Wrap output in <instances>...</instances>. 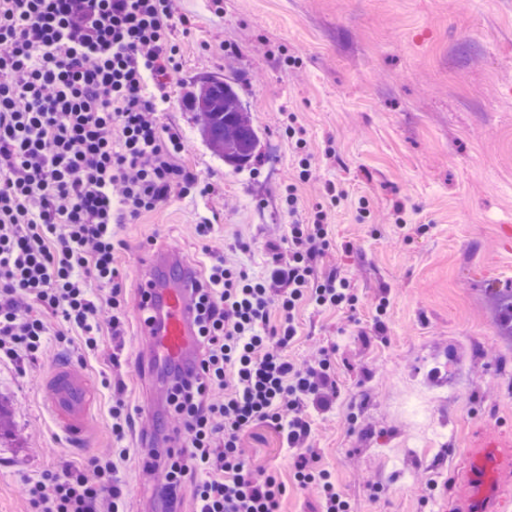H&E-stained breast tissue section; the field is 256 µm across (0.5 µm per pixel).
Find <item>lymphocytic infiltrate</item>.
Returning a JSON list of instances; mask_svg holds the SVG:
<instances>
[{
    "label": "lymphocytic infiltrate",
    "mask_w": 512,
    "mask_h": 512,
    "mask_svg": "<svg viewBox=\"0 0 512 512\" xmlns=\"http://www.w3.org/2000/svg\"><path fill=\"white\" fill-rule=\"evenodd\" d=\"M178 17L177 0H0V364L23 368L74 331L90 352L102 330L123 336L118 228L173 197L211 194L177 162L181 131L157 119L178 68ZM195 232L206 268L190 292L197 353L167 370L172 424L139 449L143 472L165 512H179L187 485L194 512H281L287 485L242 446L263 423L301 449L295 480L318 489L322 512H349L307 446L312 409L334 396L332 352L288 357L299 305L355 300L347 276L318 272L336 250L327 225L296 217L262 273L248 241H225L206 218ZM109 415L114 448L26 478L28 512H126L119 474L138 411L116 395Z\"/></svg>",
    "instance_id": "f902f5d3"
}]
</instances>
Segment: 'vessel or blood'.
Instances as JSON below:
<instances>
[{"mask_svg": "<svg viewBox=\"0 0 512 512\" xmlns=\"http://www.w3.org/2000/svg\"><path fill=\"white\" fill-rule=\"evenodd\" d=\"M153 266L154 319L150 326L141 328L140 333L156 348L158 364L188 362L196 351L188 295L194 271L171 252L158 253ZM48 383V406L56 426L71 436L84 437L93 402L89 383L63 367L50 374ZM466 456L467 465L455 490L458 512H499L500 481L512 475V469L502 464V449L488 444L468 449Z\"/></svg>", "mask_w": 512, "mask_h": 512, "instance_id": "obj_1", "label": "vessel or blood"}]
</instances>
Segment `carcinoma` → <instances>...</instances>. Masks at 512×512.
I'll return each instance as SVG.
<instances>
[{
    "instance_id": "cac0c4a2",
    "label": "carcinoma",
    "mask_w": 512,
    "mask_h": 512,
    "mask_svg": "<svg viewBox=\"0 0 512 512\" xmlns=\"http://www.w3.org/2000/svg\"><path fill=\"white\" fill-rule=\"evenodd\" d=\"M197 99L210 104L208 108L198 109L205 142L220 152L225 164L242 169L238 160H251L259 135L239 100L234 84L222 76L205 77Z\"/></svg>"
}]
</instances>
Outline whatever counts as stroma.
<instances>
[{"instance_id": "stroma-1", "label": "stroma", "mask_w": 512, "mask_h": 512, "mask_svg": "<svg viewBox=\"0 0 512 512\" xmlns=\"http://www.w3.org/2000/svg\"><path fill=\"white\" fill-rule=\"evenodd\" d=\"M172 36L180 66L168 78L161 124L185 138L182 165L211 182L206 197L177 199L119 231L128 293L122 365L112 369L131 404L164 399V371L143 372L138 286L157 247L200 265L194 226L214 222L253 245L263 266L295 215L327 214L355 309L301 307L289 348L302 361L335 347L336 396L314 411L309 447L350 512H440L467 449H512V340L498 294L512 290V0H182ZM234 82L259 132L250 167L224 164L199 133L185 98L198 78ZM303 131L313 179L287 201ZM333 183L344 195L323 196ZM111 336L97 354L79 341L50 348L18 372L0 365V512H27L25 478L112 447V395L101 384ZM78 367L95 393V432L75 443L44 406V376ZM252 460L288 486L282 512H320L299 488V452L266 425L250 428ZM129 512H161L137 457L120 473Z\"/></svg>"}]
</instances>
